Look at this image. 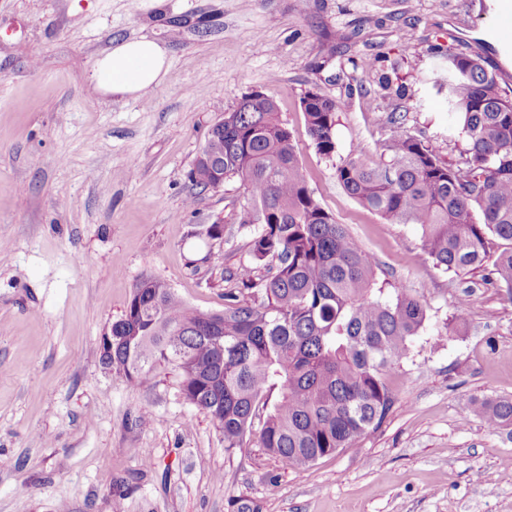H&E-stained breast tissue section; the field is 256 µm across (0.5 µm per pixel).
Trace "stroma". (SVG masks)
I'll use <instances>...</instances> for the list:
<instances>
[{"label": "stroma", "mask_w": 512, "mask_h": 512, "mask_svg": "<svg viewBox=\"0 0 512 512\" xmlns=\"http://www.w3.org/2000/svg\"><path fill=\"white\" fill-rule=\"evenodd\" d=\"M498 0H0V512H512V433L476 396L512 399V302L483 271L454 274L336 181L342 160L380 161L392 100L367 57L411 88L407 126L457 163L467 141L433 78L477 51L512 95V55L492 35ZM149 36L170 67L150 99L100 95L113 39ZM259 91L296 138L308 186L372 253L377 279L424 297L428 320L393 411L350 447L297 470L255 437L226 453L183 400L172 367L139 386L111 373L100 340L144 277L190 307L224 308L226 273L252 264L240 181L190 180L212 124ZM342 104L336 153L319 154L307 92ZM222 220L224 235L207 229ZM222 254L214 264L208 253ZM468 292L467 318L454 301ZM146 424H138L141 413Z\"/></svg>", "instance_id": "stroma-1"}]
</instances>
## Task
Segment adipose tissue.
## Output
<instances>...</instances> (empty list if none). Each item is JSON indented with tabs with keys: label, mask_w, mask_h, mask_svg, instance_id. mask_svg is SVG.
Returning <instances> with one entry per match:
<instances>
[{
	"label": "adipose tissue",
	"mask_w": 512,
	"mask_h": 512,
	"mask_svg": "<svg viewBox=\"0 0 512 512\" xmlns=\"http://www.w3.org/2000/svg\"><path fill=\"white\" fill-rule=\"evenodd\" d=\"M169 66L165 46L145 36L129 38L97 60L93 82L100 94L139 99L162 83Z\"/></svg>",
	"instance_id": "ef3b65f1"
}]
</instances>
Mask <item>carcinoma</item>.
I'll list each match as a JSON object with an SVG mask.
<instances>
[{
  "label": "carcinoma",
  "mask_w": 512,
  "mask_h": 512,
  "mask_svg": "<svg viewBox=\"0 0 512 512\" xmlns=\"http://www.w3.org/2000/svg\"><path fill=\"white\" fill-rule=\"evenodd\" d=\"M443 58L435 85L447 89L448 112L467 140L463 162L444 163L430 138L406 127L413 93L393 67L377 77L380 96L396 101L383 160H343L336 179L382 218L419 225L422 253L438 268L459 274L493 259L486 281L512 302V98L479 53ZM302 109L317 152L333 156L340 101L310 92ZM203 151L208 160L197 161L192 182L208 189L217 164L224 179L241 182L251 207L240 224H260L253 259L274 265L264 276L250 265L227 272L233 286L218 312L188 307L161 280L138 285L101 359L131 384L173 367L183 399L217 423L225 451L241 447L259 419V446L307 467L386 421L395 405L388 373L408 358L427 305L378 284L373 257L308 188L273 100L243 97ZM472 410L491 431L512 427L511 399L475 397Z\"/></svg>",
  "instance_id": "1"
}]
</instances>
